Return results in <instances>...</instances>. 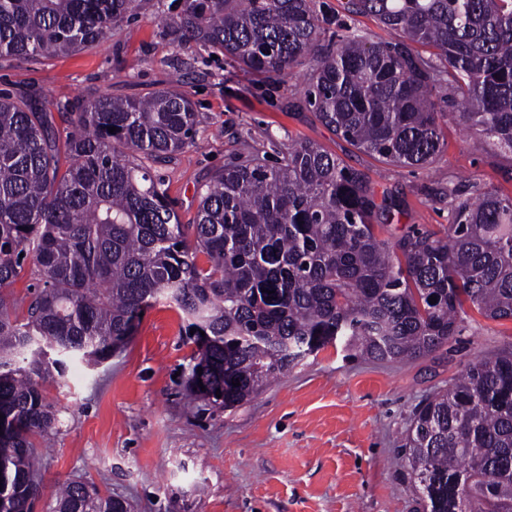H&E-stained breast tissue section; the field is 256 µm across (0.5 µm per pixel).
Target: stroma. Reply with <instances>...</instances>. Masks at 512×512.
I'll list each match as a JSON object with an SVG mask.
<instances>
[{
    "mask_svg": "<svg viewBox=\"0 0 512 512\" xmlns=\"http://www.w3.org/2000/svg\"><path fill=\"white\" fill-rule=\"evenodd\" d=\"M331 33L371 42L390 35L347 0H316ZM177 0H146L128 22L89 49L26 61L0 58V90L40 98L59 138L72 129L62 103L108 93L149 96L179 75L200 124L194 145L162 171L181 223H193L197 187L241 155L276 158L288 144L312 141L370 179L399 206L384 237L448 230V187L470 195L495 188L512 195V159L478 153L456 123L445 151L424 168H400L359 153L323 125L305 101L310 68L286 82L263 81L228 56L195 43L175 46L165 25ZM466 331L411 360L350 359L329 344L250 400L222 409L184 388L195 345L179 313L148 309L133 336L100 365L74 360L44 393L59 411L51 445H37L49 512L66 480L95 485L133 512H417L404 444L413 414L464 368L512 348V320L468 309Z\"/></svg>",
    "mask_w": 512,
    "mask_h": 512,
    "instance_id": "35a3bbf8",
    "label": "stroma"
}]
</instances>
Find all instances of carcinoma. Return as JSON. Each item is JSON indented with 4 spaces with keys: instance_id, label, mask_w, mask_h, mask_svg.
Masks as SVG:
<instances>
[{
    "instance_id": "obj_1",
    "label": "carcinoma",
    "mask_w": 512,
    "mask_h": 512,
    "mask_svg": "<svg viewBox=\"0 0 512 512\" xmlns=\"http://www.w3.org/2000/svg\"><path fill=\"white\" fill-rule=\"evenodd\" d=\"M138 8L0 0V58L82 51ZM348 8L390 40L348 33L321 44L315 0H183L166 25L173 43L278 82L310 61L309 106L388 164L431 165L446 116L473 133L476 150L512 156V0ZM73 109L61 142L38 98L0 95V512H31L42 494L34 439L56 433L57 413L41 382L62 375L66 357L112 356L113 340L133 335L158 303L196 329L209 401L226 409L328 344L351 358L403 360L460 335L467 304L512 320V196L463 198L450 185L447 235L382 238L375 227L390 223L391 206L368 177L302 141L272 164L256 154L214 173L195 223L183 224L151 166L195 143L187 93L172 82L147 98L101 94ZM27 263L38 291L21 322L7 290ZM404 456L420 512H512V351L468 365L420 406ZM130 510L75 481L52 507Z\"/></svg>"
}]
</instances>
